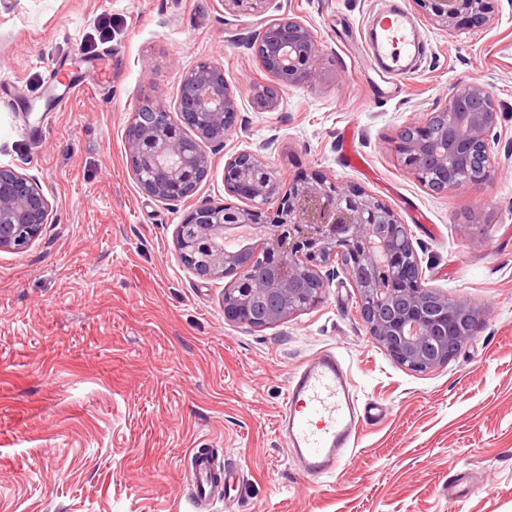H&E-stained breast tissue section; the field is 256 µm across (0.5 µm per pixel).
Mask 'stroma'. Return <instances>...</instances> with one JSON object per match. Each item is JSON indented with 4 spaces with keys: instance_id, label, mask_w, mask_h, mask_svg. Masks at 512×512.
Wrapping results in <instances>:
<instances>
[{
    "instance_id": "obj_1",
    "label": "stroma",
    "mask_w": 512,
    "mask_h": 512,
    "mask_svg": "<svg viewBox=\"0 0 512 512\" xmlns=\"http://www.w3.org/2000/svg\"><path fill=\"white\" fill-rule=\"evenodd\" d=\"M386 2L266 0L232 19L221 0L0 4V167L35 178L52 207L30 247L0 248V512H198L188 474L202 448L221 480L205 512H512V0L449 34L420 22L424 56L391 95L362 58ZM284 14L315 33L324 78L259 112L250 87L270 77L235 36ZM203 60L223 64L238 119L195 193L166 205L134 180L126 127L146 100L175 111ZM465 84L500 106L499 166L480 191L435 193L395 141ZM246 149L282 180L317 173L385 202L429 285L475 306L478 335L410 371L369 336L342 274L276 326L226 321L227 278L188 269L175 231L228 201L224 162ZM323 348L378 412L313 482L275 421Z\"/></svg>"
}]
</instances>
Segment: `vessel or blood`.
Returning a JSON list of instances; mask_svg holds the SVG:
<instances>
[{
    "instance_id": "obj_1",
    "label": "vessel or blood",
    "mask_w": 512,
    "mask_h": 512,
    "mask_svg": "<svg viewBox=\"0 0 512 512\" xmlns=\"http://www.w3.org/2000/svg\"><path fill=\"white\" fill-rule=\"evenodd\" d=\"M365 44L366 58L387 81L406 74L422 50L421 34L399 0L372 14ZM365 419L348 371L335 352L325 350L306 360L289 381L277 431L302 473L320 479L338 472ZM191 482L196 503L206 502L211 482L206 459H196Z\"/></svg>"
}]
</instances>
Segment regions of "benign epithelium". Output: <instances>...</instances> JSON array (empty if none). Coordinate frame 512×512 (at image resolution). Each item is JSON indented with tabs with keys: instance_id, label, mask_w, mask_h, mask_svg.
<instances>
[{
	"instance_id": "1",
	"label": "benign epithelium",
	"mask_w": 512,
	"mask_h": 512,
	"mask_svg": "<svg viewBox=\"0 0 512 512\" xmlns=\"http://www.w3.org/2000/svg\"><path fill=\"white\" fill-rule=\"evenodd\" d=\"M265 0H223L233 16L258 13ZM414 11L444 32L461 24L483 20L493 11L492 0H411ZM247 45L263 70L274 79L250 89L253 107L272 112L279 94L290 86L313 85L319 74L320 47L304 22L283 15L264 22ZM471 98H482L487 111L470 108ZM166 119L144 125L128 139L131 171L140 189L162 203L192 195L212 163V148L224 144V132L237 118L233 90L224 79V66L201 61L184 73L175 112L155 104ZM500 109L475 84L455 91L442 106L454 134L437 144L443 172V191L478 189L493 167L490 134ZM194 134L189 135L186 129ZM414 137L397 145L401 165L420 179L425 173L430 122L408 126ZM480 154L486 159L479 180L460 179L459 163ZM224 189L248 201L238 207L206 202L185 215L176 231L180 258L202 277L245 272L238 265L247 252L263 256L260 274L239 289H224V318L255 328L275 326L305 310L299 304L315 290L311 303L322 298L338 271L321 268L338 260L341 272L360 296L359 312L369 335L397 362L420 373L448 363L478 332L477 311L425 284L423 271L407 225L382 200L359 188L339 190L321 175L298 176L282 185L260 153L241 150L224 162ZM50 203L33 177L0 169V248L23 249L48 224ZM238 228L254 230L259 240L238 251L224 248V233ZM416 268L400 283L387 280L371 294L362 285L370 276L389 269Z\"/></svg>"
}]
</instances>
